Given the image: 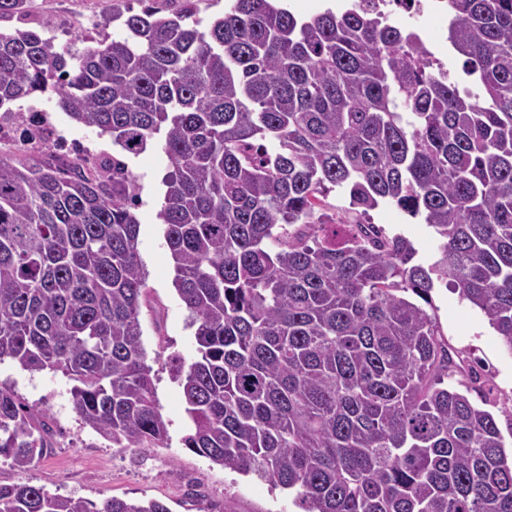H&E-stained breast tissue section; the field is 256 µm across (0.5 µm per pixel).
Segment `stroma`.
Masks as SVG:
<instances>
[{
  "mask_svg": "<svg viewBox=\"0 0 512 512\" xmlns=\"http://www.w3.org/2000/svg\"><path fill=\"white\" fill-rule=\"evenodd\" d=\"M124 0H33L28 29L44 31L57 45L76 38L95 39L116 31L113 12ZM55 151L85 158L89 165L111 161L121 149L111 136L72 121L45 93L19 101L12 111L0 112V155L37 161ZM126 162L139 186L138 250L147 272L146 295L141 304L143 341L152 366L155 396L167 422L168 437L152 448H116L86 426L75 413L71 381L62 373L44 369L27 371L12 360L0 363V385L12 388L26 403L54 415L51 455L28 472L0 460V483L31 482L52 492L75 494L94 503L117 497L128 501L157 499L170 512H300L288 493L266 483L225 470L188 450L183 438L190 422L181 389L172 377L169 359L192 360L194 330L173 286V264L159 217L168 159L158 142ZM368 220L388 234H401L416 249V262L432 264L439 257L438 242L422 220L395 207L370 211ZM436 315L450 348L462 358L479 361L493 393L486 408L501 430L507 451H512V354L502 346L488 318L439 282L432 292Z\"/></svg>",
  "mask_w": 512,
  "mask_h": 512,
  "instance_id": "stroma-1",
  "label": "stroma"
}]
</instances>
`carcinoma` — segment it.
Masks as SVG:
<instances>
[{
  "label": "carcinoma",
  "instance_id": "cac0c4a2",
  "mask_svg": "<svg viewBox=\"0 0 512 512\" xmlns=\"http://www.w3.org/2000/svg\"><path fill=\"white\" fill-rule=\"evenodd\" d=\"M112 40L60 48L0 33V107L51 92L69 118L138 155L162 142L159 216L195 328L176 379L183 445L295 494L303 512H512V462L492 413L445 379L453 359L434 278L512 352V0H448L469 85L362 5L307 20L231 0L204 30L191 0H137ZM32 0H0V20ZM387 202L423 217L441 257L357 220ZM127 165L0 157V361L74 382L81 421L118 448L167 437L140 322L146 273ZM49 417L0 387V458L52 452ZM0 512H170L0 484Z\"/></svg>",
  "mask_w": 512,
  "mask_h": 512
}]
</instances>
